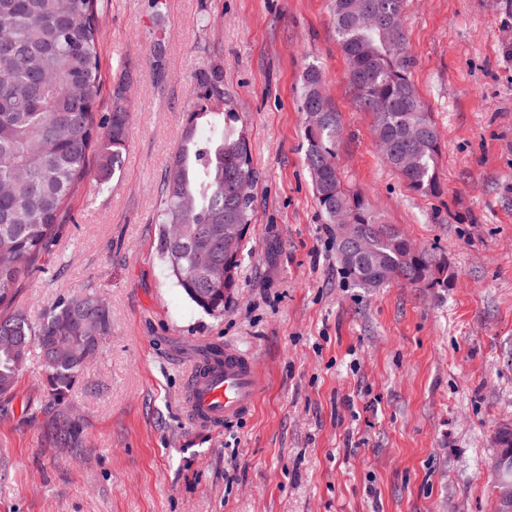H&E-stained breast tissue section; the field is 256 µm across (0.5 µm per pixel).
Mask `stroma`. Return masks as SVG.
<instances>
[{"mask_svg": "<svg viewBox=\"0 0 512 512\" xmlns=\"http://www.w3.org/2000/svg\"><path fill=\"white\" fill-rule=\"evenodd\" d=\"M102 84L127 76L132 135L120 176L81 184L46 269L16 285L31 322L93 292L112 329L62 404L38 348L0 396V512H496L489 462L512 425V0H406L412 79L437 127L441 191L385 163L330 20V0H104ZM166 76L146 68L155 38ZM218 62L257 174L238 286L196 307L159 253L163 177L193 77ZM339 114L336 164L448 284L344 279L304 161L303 73ZM249 352L251 412L219 430L185 408L202 341ZM79 422L69 440L62 422Z\"/></svg>", "mask_w": 512, "mask_h": 512, "instance_id": "35a3bbf8", "label": "stroma"}]
</instances>
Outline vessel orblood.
<instances>
[{"label":"vessel or blood","instance_id":"1","mask_svg":"<svg viewBox=\"0 0 512 512\" xmlns=\"http://www.w3.org/2000/svg\"><path fill=\"white\" fill-rule=\"evenodd\" d=\"M191 374L188 404L197 425L221 428L250 412L257 400L259 372L252 358L236 347L225 346L223 356L196 361Z\"/></svg>","mask_w":512,"mask_h":512}]
</instances>
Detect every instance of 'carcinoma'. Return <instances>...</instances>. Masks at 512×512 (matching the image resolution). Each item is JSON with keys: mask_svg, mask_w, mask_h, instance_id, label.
<instances>
[{"mask_svg": "<svg viewBox=\"0 0 512 512\" xmlns=\"http://www.w3.org/2000/svg\"><path fill=\"white\" fill-rule=\"evenodd\" d=\"M405 0H331L336 39L348 64V80L360 107L372 113L375 133L387 132L394 153L383 157L406 187L419 194L441 191L442 154L436 126L412 81V58L402 28ZM101 0H0V395L10 393L30 347L40 350L52 399L62 401L84 363L71 346L83 336L104 341L111 314L95 293L63 297L38 324L12 307L14 286L41 271L66 202L89 179L98 186L121 173L130 139L126 78L112 91V112H93L101 83ZM199 99L218 95L224 111L187 113L183 136L163 180L158 223L161 255L187 297L204 312L224 310L238 285L254 198L232 192L239 180L256 181L240 117L224 91L220 65L195 75ZM322 99L325 118L308 112ZM298 110L305 115V162L326 223L346 217L374 247L371 264L390 280L427 287L448 285L447 263L414 253L396 225L385 223L363 196L345 188L336 165L341 134L338 113L323 91L320 71L304 75ZM207 124L212 135L202 137ZM97 155L95 168L89 154ZM242 224L232 250L224 251V225ZM344 277L360 288L379 286L367 268L336 249Z\"/></svg>", "mask_w": 512, "mask_h": 512, "instance_id": "1", "label": "carcinoma"}]
</instances>
